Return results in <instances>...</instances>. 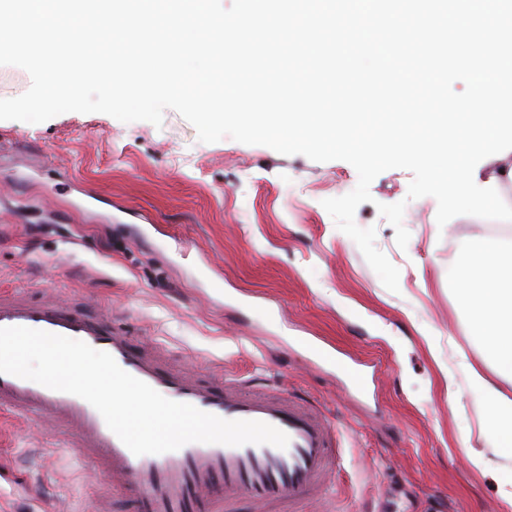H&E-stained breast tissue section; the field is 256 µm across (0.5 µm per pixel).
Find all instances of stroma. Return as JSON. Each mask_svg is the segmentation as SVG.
Returning a JSON list of instances; mask_svg holds the SVG:
<instances>
[{"label":"stroma","mask_w":512,"mask_h":512,"mask_svg":"<svg viewBox=\"0 0 512 512\" xmlns=\"http://www.w3.org/2000/svg\"><path fill=\"white\" fill-rule=\"evenodd\" d=\"M390 169L355 213L399 270L391 292L324 209L354 167L231 138L200 142L172 109L161 126L67 112L0 120V290L118 309L171 368L288 389L337 428L340 455L302 512H505L491 447L460 354L480 363L452 270L463 242L490 235L437 202L408 200ZM405 202L406 248L377 203ZM362 365L367 395L340 362ZM457 398H449V389ZM126 491L103 479L46 420L0 417V512H106Z\"/></svg>","instance_id":"1"}]
</instances>
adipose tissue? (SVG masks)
Returning a JSON list of instances; mask_svg holds the SVG:
<instances>
[{
    "label": "adipose tissue",
    "mask_w": 512,
    "mask_h": 512,
    "mask_svg": "<svg viewBox=\"0 0 512 512\" xmlns=\"http://www.w3.org/2000/svg\"><path fill=\"white\" fill-rule=\"evenodd\" d=\"M459 307L482 339L483 365L466 363L469 389L480 399L496 445L467 461L488 471L496 456L512 458V238L482 237L462 245L456 265Z\"/></svg>",
    "instance_id": "ef3b65f1"
}]
</instances>
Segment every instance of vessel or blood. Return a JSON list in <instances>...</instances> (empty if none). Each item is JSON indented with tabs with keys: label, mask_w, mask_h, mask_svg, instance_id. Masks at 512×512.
Wrapping results in <instances>:
<instances>
[{
	"label": "vessel or blood",
	"mask_w": 512,
	"mask_h": 512,
	"mask_svg": "<svg viewBox=\"0 0 512 512\" xmlns=\"http://www.w3.org/2000/svg\"><path fill=\"white\" fill-rule=\"evenodd\" d=\"M24 326L64 335L111 354L118 365L168 399L226 420L260 421L289 437L286 448L190 443L158 455H134L84 399L0 373V413L58 424L72 447L102 468L110 483L133 494L138 512H235L247 502L297 512L327 486L336 464V432L313 406L283 390L223 376L198 379L165 366L129 335L115 310L92 303L35 301L0 293V327Z\"/></svg>",
	"instance_id": "1"
}]
</instances>
